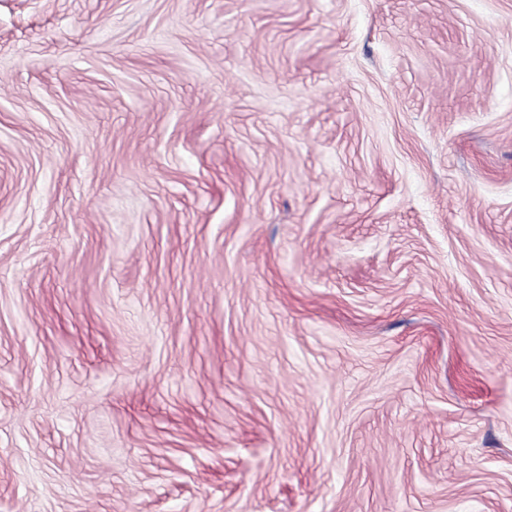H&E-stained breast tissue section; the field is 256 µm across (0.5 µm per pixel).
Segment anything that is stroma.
Returning a JSON list of instances; mask_svg holds the SVG:
<instances>
[{"label": "stroma", "mask_w": 512, "mask_h": 512, "mask_svg": "<svg viewBox=\"0 0 512 512\" xmlns=\"http://www.w3.org/2000/svg\"><path fill=\"white\" fill-rule=\"evenodd\" d=\"M0 512H512V0H0Z\"/></svg>", "instance_id": "35a3bbf8"}]
</instances>
